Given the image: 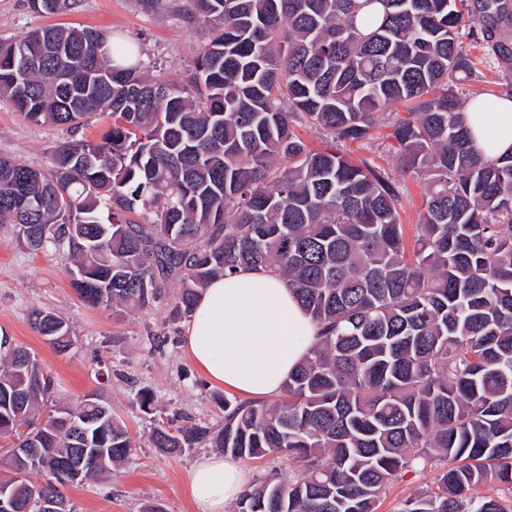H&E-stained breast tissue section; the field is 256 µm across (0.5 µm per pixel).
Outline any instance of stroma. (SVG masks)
Instances as JSON below:
<instances>
[{"instance_id":"1","label":"stroma","mask_w":512,"mask_h":512,"mask_svg":"<svg viewBox=\"0 0 512 512\" xmlns=\"http://www.w3.org/2000/svg\"><path fill=\"white\" fill-rule=\"evenodd\" d=\"M182 4L183 0H156L149 9L142 0H78L72 10L49 19L33 12L28 0H0V39L51 22L93 28L135 45L154 75L184 84L192 77L208 35L179 16ZM466 43L478 78L458 86L461 101L486 94L511 95L512 60L496 58L481 34L468 36ZM386 132V127H377L370 138L344 143L342 149L353 161L381 167L395 185L402 199L406 241L411 244L422 211L424 181L402 171L388 148ZM70 137L63 127L23 119L11 103L0 100V156L43 171L50 165L54 146ZM68 269L58 252L29 250L18 242L14 225L0 224V331L50 367L54 376L50 404H70L88 392H98L136 444L112 474L65 487V496L74 512H143L151 503L162 504L166 512H196L188 476L202 448L170 456L150 441L158 421L179 413L214 429L224 423L220 407L224 389L208 385L182 349L184 321L170 313L177 282L168 281L161 301L115 314L84 303L72 287ZM36 308L54 312L68 324L75 344L67 354H56L33 331L30 314ZM159 336L167 342L157 350L153 340ZM143 388L154 393L156 412L141 410L138 393ZM434 475L433 468L420 467L398 477L378 512H397L406 499L431 488Z\"/></svg>"}]
</instances>
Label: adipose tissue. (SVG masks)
<instances>
[{
	"label": "adipose tissue",
	"instance_id": "1",
	"mask_svg": "<svg viewBox=\"0 0 512 512\" xmlns=\"http://www.w3.org/2000/svg\"><path fill=\"white\" fill-rule=\"evenodd\" d=\"M482 110L466 108L463 122L486 161L512 153V99L487 96ZM318 326L273 269L241 267L213 279L199 295L182 345L215 385L247 397L273 398L317 341ZM250 481L232 458L202 456L190 473L196 512H225Z\"/></svg>",
	"mask_w": 512,
	"mask_h": 512
}]
</instances>
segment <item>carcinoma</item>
<instances>
[{
    "label": "carcinoma",
    "mask_w": 512,
    "mask_h": 512,
    "mask_svg": "<svg viewBox=\"0 0 512 512\" xmlns=\"http://www.w3.org/2000/svg\"><path fill=\"white\" fill-rule=\"evenodd\" d=\"M184 2L208 34L187 84L156 79L133 45L99 31L53 25L0 42V99L26 120L76 130L112 117L101 139L57 145L45 172L0 157V224L26 225L35 251L63 250L87 275L72 282L80 298L117 312L155 303L171 276L176 318L240 266L288 281L319 334L287 399L226 398L217 430L163 421L151 434L167 454L203 445L301 463L252 484L235 512H377L397 475L432 461L445 462L433 488L398 512H512L471 494L512 486V154L472 151L456 93L477 78L460 30L492 38L512 0ZM29 4L54 15L75 0ZM398 104L396 160L426 180L411 254L389 177L295 130L358 140ZM30 321L55 352L74 345L53 312ZM20 352L0 338V437H12L0 483L22 473L73 512L60 487L74 449L105 457L92 482L134 446L98 394L38 423L54 379Z\"/></svg>",
    "instance_id": "carcinoma-1"
}]
</instances>
